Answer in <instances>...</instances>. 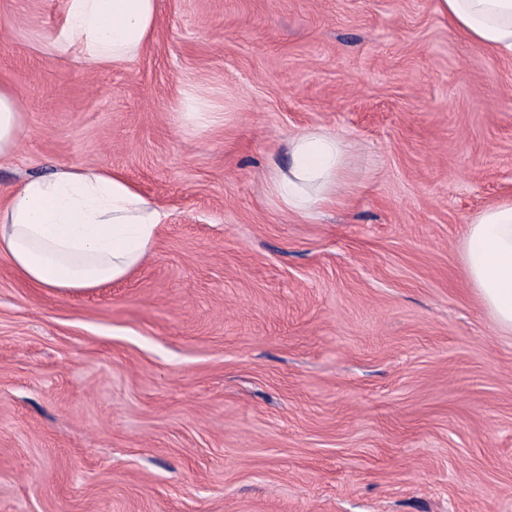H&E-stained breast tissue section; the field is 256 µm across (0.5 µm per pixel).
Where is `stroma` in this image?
Masks as SVG:
<instances>
[{
	"label": "stroma",
	"instance_id": "1",
	"mask_svg": "<svg viewBox=\"0 0 512 512\" xmlns=\"http://www.w3.org/2000/svg\"><path fill=\"white\" fill-rule=\"evenodd\" d=\"M115 67L58 55L63 0H0L26 132L0 197L108 166L163 213L79 295L0 258V512H512V333L462 261L512 199V58L438 0H158ZM214 123L193 127L187 94ZM345 136L340 207L288 214L289 137Z\"/></svg>",
	"mask_w": 512,
	"mask_h": 512
}]
</instances>
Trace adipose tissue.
<instances>
[{
	"label": "adipose tissue",
	"mask_w": 512,
	"mask_h": 512,
	"mask_svg": "<svg viewBox=\"0 0 512 512\" xmlns=\"http://www.w3.org/2000/svg\"><path fill=\"white\" fill-rule=\"evenodd\" d=\"M63 24L47 33L58 53L116 66L153 37L157 0H64ZM448 21L487 51L512 57V0H439ZM26 130L14 87L0 83V159ZM285 165H273L267 188L288 213L307 217L341 203L349 144L312 127L289 139ZM163 219L159 206L122 174L62 166L26 179L0 205V257L25 282L61 294L88 292L125 279L152 252ZM466 275L495 326L512 332V200L476 213L465 233Z\"/></svg>",
	"instance_id": "ef3b65f1"
}]
</instances>
